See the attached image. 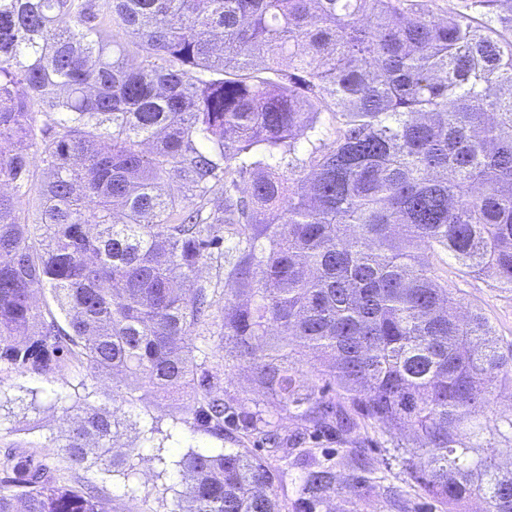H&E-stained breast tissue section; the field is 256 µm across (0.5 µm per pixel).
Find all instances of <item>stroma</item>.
I'll use <instances>...</instances> for the list:
<instances>
[{"label": "stroma", "instance_id": "1", "mask_svg": "<svg viewBox=\"0 0 512 512\" xmlns=\"http://www.w3.org/2000/svg\"><path fill=\"white\" fill-rule=\"evenodd\" d=\"M448 279L461 290L464 310L482 309L498 330L502 348L512 347V293L494 288L485 277L459 276L456 267H449ZM215 379L245 410L256 411L264 406V396L252 382L251 371L246 367H228L223 362L210 364ZM86 384L92 391V400L107 403L112 399L113 389L123 387L118 376H106L93 372L87 365L76 362L64 363L54 373L18 374L0 364V398H17L26 390H37V409H16L14 414L0 420V460L4 459L10 443L24 445L27 453L38 457L49 467L62 483L72 486H91L106 512H174L179 491L184 490L185 481L178 469H171L166 480L157 477L154 462L137 464L134 475L127 480L106 479L97 472L88 471L71 464L66 455L54 448L52 440L64 434L71 420L57 395L73 393L79 384ZM124 410L142 421L158 418L163 428H175L178 442L172 453L181 456L191 450L220 452L233 448V441H222L197 430L186 420L181 403L156 407L152 398L134 399ZM280 435L299 448L315 449L317 454L331 459L336 464V493L317 506L316 512H395L391 508L388 489L394 488L403 494L405 512H419L420 499L411 493L408 475L398 460L393 457L396 448L406 441L399 431L389 427L379 429L360 428L356 435L346 438L334 431L317 429L296 415L295 411L279 410L272 417ZM249 451L265 457L275 473L272 489L285 507V512H296L293 503L299 496L297 473L290 465L287 454L270 452L268 445L260 442L248 443ZM364 454L380 467L384 484L365 489L349 481L351 459L354 453Z\"/></svg>", "mask_w": 512, "mask_h": 512}]
</instances>
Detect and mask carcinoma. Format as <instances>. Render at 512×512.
<instances>
[{"label": "carcinoma", "mask_w": 512, "mask_h": 512, "mask_svg": "<svg viewBox=\"0 0 512 512\" xmlns=\"http://www.w3.org/2000/svg\"><path fill=\"white\" fill-rule=\"evenodd\" d=\"M450 261L512 292V0H0V363L125 377L110 405L60 398L74 465L166 474L175 432L116 405L138 392L280 448L214 381L218 359L315 427L412 431L403 465L439 512H512L486 438L512 415L476 419L512 350L482 310L458 314ZM206 263L235 285L218 316ZM305 351L355 415L305 385ZM130 426L140 443L113 448ZM295 462L303 503L336 492L335 465ZM177 466L178 512H282L247 451ZM350 479L383 477L356 455ZM0 512L101 510L9 454Z\"/></svg>", "instance_id": "obj_1"}]
</instances>
